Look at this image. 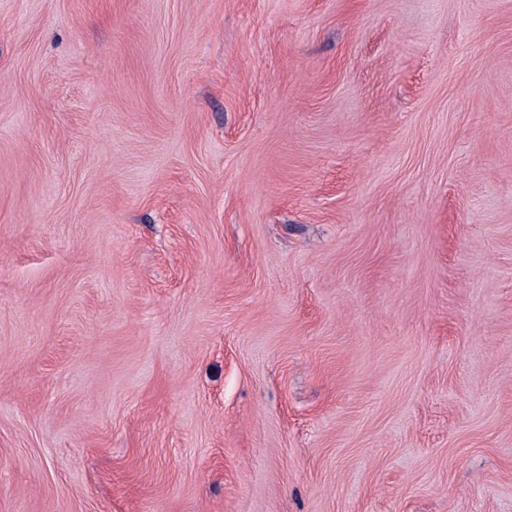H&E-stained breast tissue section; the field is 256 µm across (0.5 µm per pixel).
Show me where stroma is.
I'll list each match as a JSON object with an SVG mask.
<instances>
[{
    "instance_id": "stroma-1",
    "label": "stroma",
    "mask_w": 512,
    "mask_h": 512,
    "mask_svg": "<svg viewBox=\"0 0 512 512\" xmlns=\"http://www.w3.org/2000/svg\"><path fill=\"white\" fill-rule=\"evenodd\" d=\"M0 512H512V0H0Z\"/></svg>"
}]
</instances>
